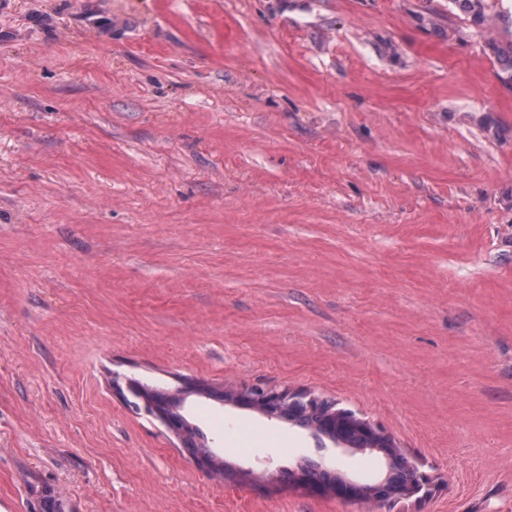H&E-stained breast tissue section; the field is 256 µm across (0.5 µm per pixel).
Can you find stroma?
I'll return each instance as SVG.
<instances>
[{
	"label": "stroma",
	"instance_id": "stroma-1",
	"mask_svg": "<svg viewBox=\"0 0 512 512\" xmlns=\"http://www.w3.org/2000/svg\"><path fill=\"white\" fill-rule=\"evenodd\" d=\"M0 29L12 512H512L501 29L448 0H0ZM134 381L181 394L229 471ZM255 386L379 425L428 492L293 484L386 463L207 396ZM148 387V386H146ZM150 388V387H148ZM158 392L159 396L164 398L179 413L181 400L176 396H171L160 392L159 390L150 388ZM134 394L141 398L145 411L157 417L166 428L174 435L181 437L185 432V419L176 411H169L165 403L157 398H151L150 393L146 390L143 392L138 386L134 388Z\"/></svg>",
	"mask_w": 512,
	"mask_h": 512
}]
</instances>
